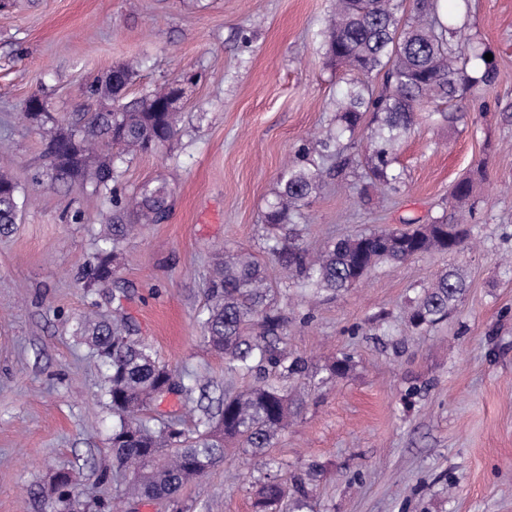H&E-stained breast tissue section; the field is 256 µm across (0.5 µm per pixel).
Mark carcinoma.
Here are the masks:
<instances>
[{
    "label": "carcinoma",
    "instance_id": "1",
    "mask_svg": "<svg viewBox=\"0 0 512 512\" xmlns=\"http://www.w3.org/2000/svg\"><path fill=\"white\" fill-rule=\"evenodd\" d=\"M334 10L325 31L326 54L336 69L350 76L336 106V128L319 140L321 153L348 166L365 163L371 180L395 191L401 173L396 152L420 114L448 119L436 109L440 103L459 100L477 86H489L496 67L485 59L487 50L451 28L435 14V0H415L413 13L405 14L403 0H333ZM384 73V86L372 88L373 76ZM134 72L122 67L105 83L89 86L92 95L116 99L131 82ZM172 94L171 86L156 89L134 108L76 114L71 127L50 130L48 156L56 177L63 181L93 180L112 191L110 184L116 145L128 152H143L149 141L164 144L177 133L174 112H157L154 105ZM323 182V170L303 160L291 162L280 178V189L269 202L265 224L269 253L276 264L314 294L345 291L366 278L381 264H402L433 251L447 252L454 242L464 249L470 228L463 220L443 215L429 224L407 221V229L376 228L338 239L312 255L301 246L292 226L301 210ZM475 178L459 179L450 191L458 213L466 212L473 198ZM165 186H144L139 195L122 200L112 196L115 207L130 210L134 224H112L98 252L89 262L85 278L103 286L112 279L122 240L138 224H153L165 211ZM23 206L17 183L0 174V232L17 223ZM466 284L454 271L436 276L412 302L409 323L424 330L448 319L464 296ZM207 312L201 319L204 339L224 354L235 372L272 369L286 379L303 380L308 365L300 357L279 349L275 338L284 321L271 297L265 266L244 251L224 252L208 279ZM259 324L262 332L249 334ZM126 323L108 321L92 312L80 316L75 334L107 359L109 375L103 395L116 418L112 430L115 475L124 479L127 493L160 501L171 512H184L181 493L192 479L203 476L224 458V445L236 440L252 449L253 456L269 447L299 413L301 392L263 383L233 394L223 389L215 404L201 408L195 427L186 430L175 418L150 423L140 414L150 410L165 387L189 395L193 387L184 377L154 356L150 348L131 336ZM287 496L274 476L260 482L257 506L276 512ZM100 506L95 497L73 502L57 498L55 512Z\"/></svg>",
    "mask_w": 512,
    "mask_h": 512
}]
</instances>
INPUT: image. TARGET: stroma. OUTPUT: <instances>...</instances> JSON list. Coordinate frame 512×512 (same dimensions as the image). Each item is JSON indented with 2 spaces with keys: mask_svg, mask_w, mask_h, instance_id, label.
<instances>
[{
  "mask_svg": "<svg viewBox=\"0 0 512 512\" xmlns=\"http://www.w3.org/2000/svg\"><path fill=\"white\" fill-rule=\"evenodd\" d=\"M332 0H5L0 7V142L25 204L0 234V512H52L56 473L113 470L105 363L74 334L87 309L125 318L179 375L238 392L273 372L233 373L203 338L205 276L224 251L267 267L285 319L280 344L307 359L298 417L261 457L231 446L182 491L187 512H255L256 462L304 484L303 512H512V0H471L465 32L497 67L398 151V191L363 168L337 171L317 141L335 124L341 82L324 45ZM135 75L123 104L178 83V135L128 153L119 196L167 189V210L119 246L115 281L84 271L108 225L133 218L90 185L55 180L47 129L24 116L39 97L56 120L99 112L88 93L112 69ZM324 170L298 224L318 251L341 237L447 213L452 185L483 167L472 242L377 267L337 295L291 287L266 251L264 215L300 148ZM371 201L363 203L361 191ZM468 284L446 322L411 329L407 310L441 270ZM351 356L346 377L327 379Z\"/></svg>",
  "mask_w": 512,
  "mask_h": 512,
  "instance_id": "obj_1",
  "label": "stroma"
}]
</instances>
